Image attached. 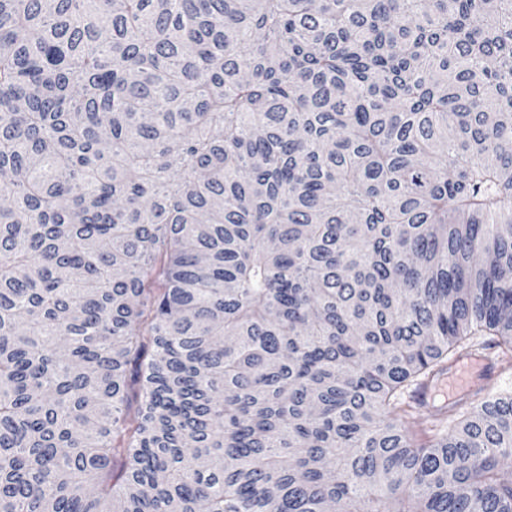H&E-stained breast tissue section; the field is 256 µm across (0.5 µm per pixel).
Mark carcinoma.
Here are the masks:
<instances>
[{"instance_id":"1","label":"carcinoma","mask_w":512,"mask_h":512,"mask_svg":"<svg viewBox=\"0 0 512 512\" xmlns=\"http://www.w3.org/2000/svg\"><path fill=\"white\" fill-rule=\"evenodd\" d=\"M485 334L512 0H0V512H512ZM494 366L492 361L485 356H462L455 359L449 371L441 372L429 383L421 385L415 392V399L425 402L432 397L433 390L442 393L445 401L455 400L464 394H470L477 390L475 388V373L489 375L480 383L482 392L489 393L502 389L498 380L490 375ZM444 404L441 395L433 398L431 404H425L417 410L415 419L410 424V429L419 437L423 436L429 429H440L441 432L448 431L455 421L449 417V413H440L437 411Z\"/></svg>"}]
</instances>
